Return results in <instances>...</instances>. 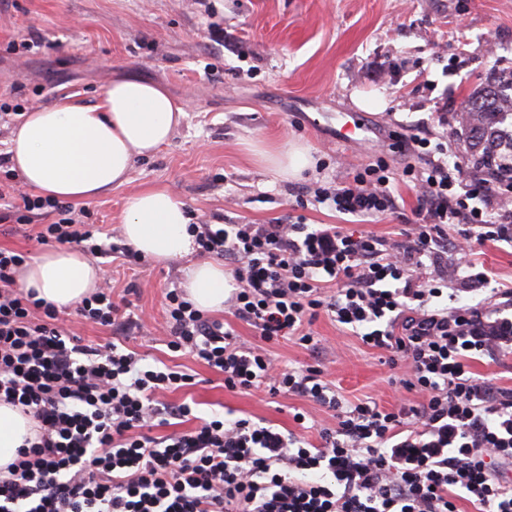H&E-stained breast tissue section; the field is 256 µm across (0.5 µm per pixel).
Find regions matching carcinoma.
Wrapping results in <instances>:
<instances>
[{"label": "carcinoma", "instance_id": "cac0c4a2", "mask_svg": "<svg viewBox=\"0 0 512 512\" xmlns=\"http://www.w3.org/2000/svg\"><path fill=\"white\" fill-rule=\"evenodd\" d=\"M473 166L483 170L503 144L512 150V72L488 80L460 105Z\"/></svg>", "mask_w": 512, "mask_h": 512}]
</instances>
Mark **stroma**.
<instances>
[{
	"label": "stroma",
	"instance_id": "obj_1",
	"mask_svg": "<svg viewBox=\"0 0 512 512\" xmlns=\"http://www.w3.org/2000/svg\"><path fill=\"white\" fill-rule=\"evenodd\" d=\"M498 70H512V0H0V248L29 258L45 249L37 240L40 218L23 223L11 216L24 186L10 160L13 126L25 112L65 99L96 104L116 77L160 84L186 112L168 144L137 159L127 184L80 204L94 243L120 246L123 202L148 187L171 189L195 224H270L291 213L308 224L396 235L417 220L416 194L402 175L405 139L456 132V158L469 163L456 114ZM356 93L383 95L388 106L364 113L368 139L344 142L336 115L355 111ZM257 139L303 141L313 171L277 178L246 152L245 142ZM379 158L389 165L395 213L362 220L312 200L297 207L303 187L340 180ZM475 259L492 286L512 283V245L478 247ZM97 263L141 328L118 335L73 316L64 328L82 343L115 342L146 364L175 366L196 378L166 397L190 403L192 419L173 420L154 436L216 415H248L285 433L301 412L306 440L317 443L319 428L330 422L323 408L296 397L230 391L191 354L168 349L164 294L181 287L191 259L134 262L117 252ZM313 330L318 351L283 339L271 345L273 356L295 369L322 363L325 381L353 402L370 397L392 408L418 401V393L400 385L409 376L405 364H387L386 353L364 346L328 316H319Z\"/></svg>",
	"mask_w": 512,
	"mask_h": 512
}]
</instances>
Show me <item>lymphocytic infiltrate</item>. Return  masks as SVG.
I'll return each instance as SVG.
<instances>
[{"label":"lymphocytic infiltrate","mask_w":512,"mask_h":512,"mask_svg":"<svg viewBox=\"0 0 512 512\" xmlns=\"http://www.w3.org/2000/svg\"><path fill=\"white\" fill-rule=\"evenodd\" d=\"M451 141L413 136L411 177L421 223L399 238L292 218L275 224H193L204 256L231 267L228 310L259 343L169 289L171 351H186L243 392L296 396L330 412L317 446L296 432L239 418L153 436L168 419L189 417L167 393L193 375L143 364L116 344L83 345L61 329L59 312L20 289L23 255L0 249V404L35 422L15 461L0 468V512H512V389L472 372L477 357L512 354V289L495 288L470 259L475 246L512 243V164L489 177L449 164ZM384 159L351 178L317 187L314 199L370 218L393 212ZM26 211L52 209L41 242H90L70 207L24 198ZM459 227L449 238L448 227ZM481 293L474 304L435 306L448 287ZM84 322L129 328L112 291L76 304ZM351 327L363 345L411 369L402 385L418 404L389 409L351 402L321 366L278 368L266 346L287 337L315 346L320 315Z\"/></svg>","instance_id":"1"}]
</instances>
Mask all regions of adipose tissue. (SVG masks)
Segmentation results:
<instances>
[{
	"instance_id": "ef3b65f1",
	"label": "adipose tissue",
	"mask_w": 512,
	"mask_h": 512,
	"mask_svg": "<svg viewBox=\"0 0 512 512\" xmlns=\"http://www.w3.org/2000/svg\"><path fill=\"white\" fill-rule=\"evenodd\" d=\"M185 115L184 107L161 86L118 79L101 103L62 101L23 114L10 135L11 161L26 184L41 196L91 200L128 183L136 158L167 144ZM254 160L276 177H297L313 158L296 142L247 144ZM184 203L169 189L150 187L127 197L122 233L142 256L166 262L194 248ZM102 270L81 250L57 248L25 262L18 281L56 308L69 307L94 292ZM234 279L210 261L195 264L183 288L201 311L223 309ZM33 422L0 404V467L12 462Z\"/></svg>"
}]
</instances>
